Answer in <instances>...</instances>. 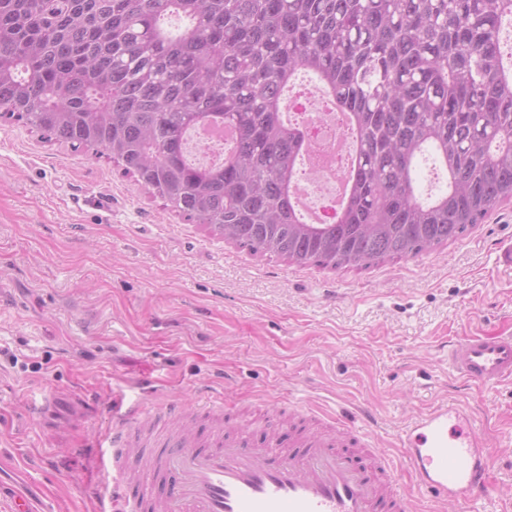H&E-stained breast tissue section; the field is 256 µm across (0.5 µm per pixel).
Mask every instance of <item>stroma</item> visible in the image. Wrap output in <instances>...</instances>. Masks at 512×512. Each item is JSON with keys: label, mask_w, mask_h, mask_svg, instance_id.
Instances as JSON below:
<instances>
[{"label": "stroma", "mask_w": 512, "mask_h": 512, "mask_svg": "<svg viewBox=\"0 0 512 512\" xmlns=\"http://www.w3.org/2000/svg\"><path fill=\"white\" fill-rule=\"evenodd\" d=\"M512 202L428 254L359 270L298 267L224 243L104 157L0 120V512L14 493L95 512L90 454L112 406L166 400L230 419L253 442L292 411L363 414V446L400 459L401 429L456 401L492 455L471 507L512 512V382L448 368L462 336L512 333Z\"/></svg>", "instance_id": "35a3bbf8"}]
</instances>
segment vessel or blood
I'll return each mask as SVG.
<instances>
[{
  "instance_id": "b4317fda",
  "label": "vessel or blood",
  "mask_w": 512,
  "mask_h": 512,
  "mask_svg": "<svg viewBox=\"0 0 512 512\" xmlns=\"http://www.w3.org/2000/svg\"><path fill=\"white\" fill-rule=\"evenodd\" d=\"M448 366L481 386L512 380V335L464 336L448 347ZM187 424L165 448L148 452L132 434L150 429L156 414L134 405L104 436L111 448L112 501L99 512H412L396 488L385 456L354 461L341 444H358L353 426L341 422L348 440L313 433L306 418L293 423L289 453L276 443L205 435L193 412L178 408ZM405 467L417 485L441 503H478L491 486V452L469 412L442 404L419 415L399 435Z\"/></svg>"
}]
</instances>
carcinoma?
<instances>
[{
    "instance_id": "obj_1",
    "label": "carcinoma",
    "mask_w": 512,
    "mask_h": 512,
    "mask_svg": "<svg viewBox=\"0 0 512 512\" xmlns=\"http://www.w3.org/2000/svg\"><path fill=\"white\" fill-rule=\"evenodd\" d=\"M512 0H0V118L91 149L251 253L362 269L465 236L512 201ZM313 75L354 139L333 224L293 199ZM231 131L213 164L197 127ZM448 188L422 198L419 160Z\"/></svg>"
}]
</instances>
